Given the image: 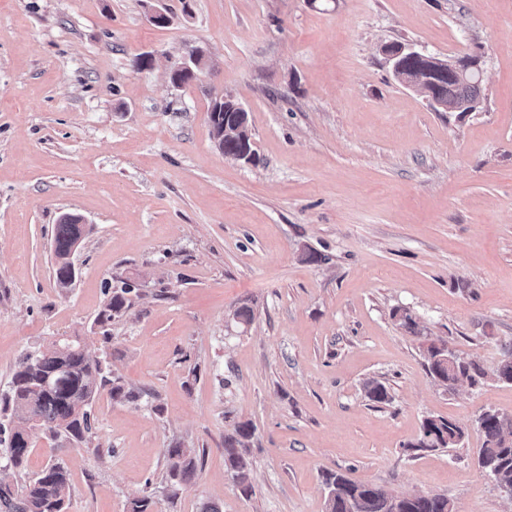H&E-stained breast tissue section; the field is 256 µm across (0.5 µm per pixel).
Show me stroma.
Segmentation results:
<instances>
[{
  "label": "stroma",
  "instance_id": "1",
  "mask_svg": "<svg viewBox=\"0 0 512 512\" xmlns=\"http://www.w3.org/2000/svg\"><path fill=\"white\" fill-rule=\"evenodd\" d=\"M392 42L480 54L479 110L436 112L398 84ZM195 51L205 67L174 87ZM227 91L256 162L213 143ZM66 213L88 232L63 289ZM121 279L140 294L100 328L104 284ZM398 309L479 382H436ZM75 334L144 396L97 395L92 441L60 453L67 512L146 496L155 512H324L325 470L512 512L477 466L475 427L512 412L494 376L512 346V0H0V394L24 354ZM372 379L386 402L367 398ZM430 416L465 424V441L409 449ZM237 420L254 426L247 497L224 465ZM175 443L200 461L172 497ZM75 214H63L58 224H55L53 236V254L55 258L54 280L56 287L69 288L73 285V273L70 255L73 245L86 233V225Z\"/></svg>",
  "mask_w": 512,
  "mask_h": 512
}]
</instances>
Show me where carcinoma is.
Segmentation results:
<instances>
[{"mask_svg": "<svg viewBox=\"0 0 512 512\" xmlns=\"http://www.w3.org/2000/svg\"><path fill=\"white\" fill-rule=\"evenodd\" d=\"M399 65L403 74L414 73L423 66L429 68L428 93L446 96L448 88H453L456 103L464 105V112L468 111L467 104L480 98L478 75H473L469 83L460 82L450 61L435 64L418 55H408L400 58ZM236 116L229 100L224 103V111L209 113L211 137L224 136L226 155L236 154L242 148V135L224 132L226 128L235 129ZM79 221L77 215L66 213L54 228V280L58 288H69L75 280L70 255L75 242L86 233V226ZM137 295L139 289L129 282L107 286V300L95 323L103 328L123 316L132 305V297ZM393 317L405 332L421 340L428 371L441 385L453 390L459 378L473 385L483 376L475 362L461 358L456 359L455 369H449L439 359L446 343L425 336L409 311L395 312ZM107 384L115 403H134L142 396V392L128 388L118 377L106 379L102 361L87 352L78 336L52 340L37 352L24 355L16 365L10 392L0 408L8 420L6 425L0 423V435L8 441L10 465L24 467L33 438L43 434L49 435L59 448L85 444L94 426L90 408L100 388ZM364 389L373 402L383 403L388 398L385 387L375 380L367 381ZM476 423L483 437L478 450L479 468L493 481L512 487V413L485 410ZM464 431V426L455 420L427 417L416 439L406 447L415 451L453 448L462 442ZM253 434L252 423L245 421L236 423L233 431L224 436V463L244 496L252 492L249 442ZM165 457L167 487L175 496L194 479L199 454L194 448L175 444L165 449ZM323 484L325 512H448V497L444 495L388 493L338 471L324 472ZM69 497L68 472L57 460L34 474L19 493L0 487V512H66Z\"/></svg>", "mask_w": 512, "mask_h": 512, "instance_id": "1", "label": "carcinoma"}]
</instances>
